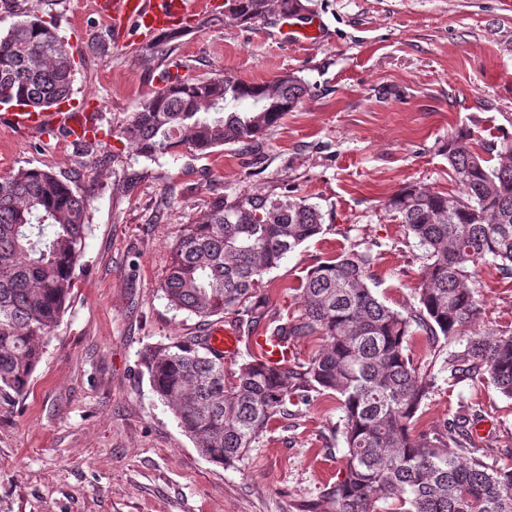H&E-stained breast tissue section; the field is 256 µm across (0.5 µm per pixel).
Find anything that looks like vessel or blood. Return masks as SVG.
Segmentation results:
<instances>
[{"instance_id":"1","label":"vessel or blood","mask_w":512,"mask_h":512,"mask_svg":"<svg viewBox=\"0 0 512 512\" xmlns=\"http://www.w3.org/2000/svg\"><path fill=\"white\" fill-rule=\"evenodd\" d=\"M97 14L105 20L115 39H125L131 30L142 36L177 31L185 27L196 12L194 0H95ZM322 31L318 15H309L303 23L281 17L275 36L278 40L292 42L302 38H319ZM99 100L85 99L80 109L63 104L50 111H37L30 107L4 105L0 107V124L8 125L23 133H39L48 129L63 131L74 141L103 139L104 132L98 124ZM211 348L224 356L237 353L239 338L223 326H214L207 336ZM253 344L264 362L275 365L292 355L290 344L259 335Z\"/></svg>"}]
</instances>
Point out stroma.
I'll list each match as a JSON object with an SVG mask.
<instances>
[{"instance_id":"obj_1","label":"stroma","mask_w":512,"mask_h":512,"mask_svg":"<svg viewBox=\"0 0 512 512\" xmlns=\"http://www.w3.org/2000/svg\"><path fill=\"white\" fill-rule=\"evenodd\" d=\"M322 37L272 38L199 9L187 32L118 44L94 0H0V32L28 16L76 38L73 97L99 98L104 140L0 126V176L38 168L92 187L91 231L70 305L23 398L0 406V512H323L345 444L334 400L290 405L242 462L207 461L153 393L146 346L203 336L197 317L160 291L171 247L213 198L287 191L320 209L326 230L267 276L272 315H298L296 289L318 263L372 250L370 286L395 310L416 306L424 260L385 207L408 185L454 191L448 141H512V0H301ZM271 82L293 73L310 93L265 136L258 160L239 146L189 148L151 161L120 130L160 73ZM481 324L512 329V278L482 267L472 282ZM454 345L415 331L408 352L435 387L417 427L477 411L489 462L512 463V399L486 380L451 381Z\"/></svg>"}]
</instances>
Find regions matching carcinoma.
Here are the masks:
<instances>
[{
  "label": "carcinoma",
  "mask_w": 512,
  "mask_h": 512,
  "mask_svg": "<svg viewBox=\"0 0 512 512\" xmlns=\"http://www.w3.org/2000/svg\"><path fill=\"white\" fill-rule=\"evenodd\" d=\"M242 23L301 9L300 0H226ZM75 61L57 29L38 18L0 37V103L45 110L73 93ZM121 135L150 160L186 146L207 154L259 144L308 94L300 78L246 83L159 76ZM448 140L458 191L406 186L385 203L426 260L417 307L404 314L368 285L374 257L352 249L313 267L297 289L296 317L269 314L264 277L288 253L324 232L318 206L288 193L219 196L172 246L161 285L169 306L203 321L233 315L246 332L263 323L288 342L319 334L313 356L282 366L254 357L225 380L224 360L202 338L174 336L145 348L153 392L172 406L208 461H242L288 403L327 394L342 412L341 478L323 493L327 512H512V466L477 455L478 416L459 415L431 432L413 431L434 388L407 353L412 327L450 343L455 380H489L512 398V330L475 329L481 306L473 275L491 261L512 278V142L468 146ZM495 153V159L488 154ZM89 230L88 196L38 168L0 177V403L24 396L52 330L66 312Z\"/></svg>",
  "instance_id": "carcinoma-1"
}]
</instances>
